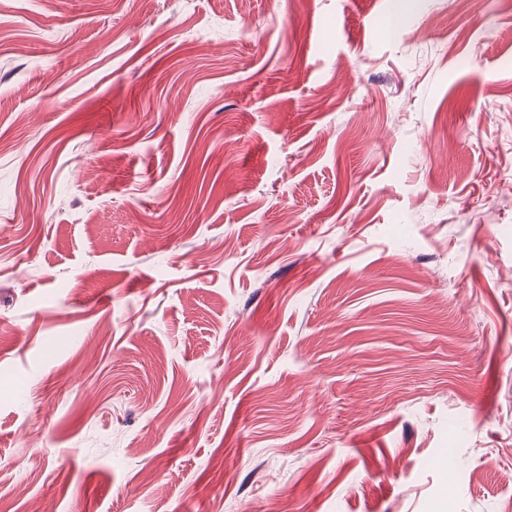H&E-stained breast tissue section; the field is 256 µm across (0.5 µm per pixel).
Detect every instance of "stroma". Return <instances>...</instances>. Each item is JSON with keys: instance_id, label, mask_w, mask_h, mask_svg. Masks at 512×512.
<instances>
[{"instance_id": "stroma-1", "label": "stroma", "mask_w": 512, "mask_h": 512, "mask_svg": "<svg viewBox=\"0 0 512 512\" xmlns=\"http://www.w3.org/2000/svg\"><path fill=\"white\" fill-rule=\"evenodd\" d=\"M0 0V512H512V5Z\"/></svg>"}]
</instances>
